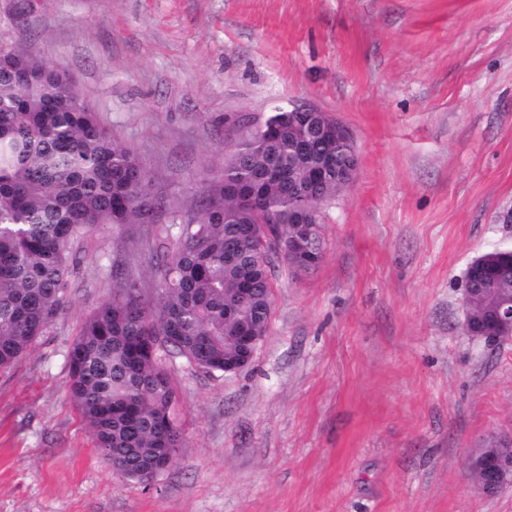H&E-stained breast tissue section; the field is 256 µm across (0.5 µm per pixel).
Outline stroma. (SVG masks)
Instances as JSON below:
<instances>
[{
	"label": "stroma",
	"instance_id": "stroma-1",
	"mask_svg": "<svg viewBox=\"0 0 512 512\" xmlns=\"http://www.w3.org/2000/svg\"><path fill=\"white\" fill-rule=\"evenodd\" d=\"M1 43L74 79L176 222L278 104L346 125L359 166L320 266L272 275L252 366L169 362L185 443L150 482L113 474L67 389L113 284L154 291L153 227L76 239L66 310L0 368V512H512L470 470L512 432V342L462 329L467 266L512 247V0H0Z\"/></svg>",
	"mask_w": 512,
	"mask_h": 512
}]
</instances>
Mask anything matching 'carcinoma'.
I'll list each match as a JSON object with an SVG mask.
<instances>
[{"label":"carcinoma","instance_id":"1","mask_svg":"<svg viewBox=\"0 0 512 512\" xmlns=\"http://www.w3.org/2000/svg\"><path fill=\"white\" fill-rule=\"evenodd\" d=\"M276 137L256 132L236 143L222 170L201 175L200 209L178 234L152 249L157 288L148 295L129 279L81 323L69 351L68 395L101 455L126 479L144 481L161 463L160 448H180L177 392L163 361L183 358L209 373L224 372L237 349L239 327L265 334L272 306L268 266L259 264L245 224H273L283 240L298 234L296 200L265 179L288 168L303 180L306 161L295 156L296 119L286 107L267 116ZM138 155L102 126L74 80L30 51L0 44V367L26 356L68 303L76 238L101 224H155L169 233V205L145 191L151 178ZM252 186L244 205L230 193ZM348 183L329 177L309 203L316 226L306 242L323 255L319 203ZM488 284L467 281L475 317L490 309ZM250 289L235 319L224 301Z\"/></svg>","mask_w":512,"mask_h":512}]
</instances>
